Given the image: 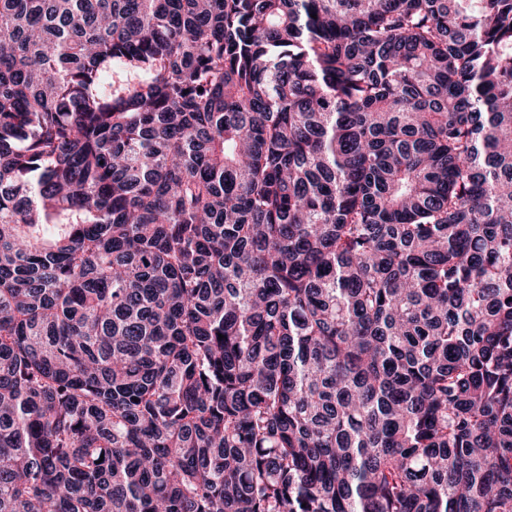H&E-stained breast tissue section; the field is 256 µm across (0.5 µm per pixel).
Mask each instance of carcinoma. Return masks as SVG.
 I'll return each mask as SVG.
<instances>
[{
  "label": "carcinoma",
  "mask_w": 512,
  "mask_h": 512,
  "mask_svg": "<svg viewBox=\"0 0 512 512\" xmlns=\"http://www.w3.org/2000/svg\"><path fill=\"white\" fill-rule=\"evenodd\" d=\"M0 512H512V0H0Z\"/></svg>",
  "instance_id": "1"
}]
</instances>
